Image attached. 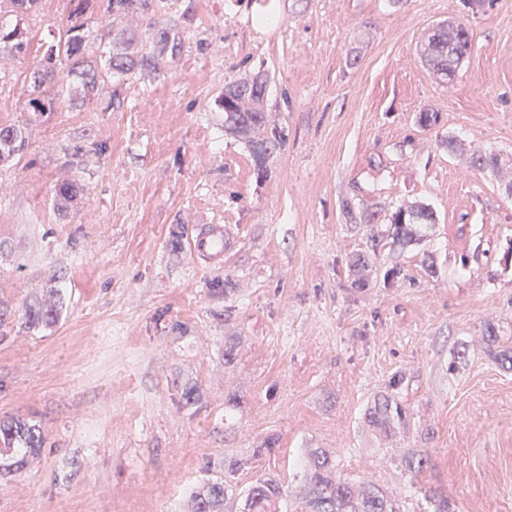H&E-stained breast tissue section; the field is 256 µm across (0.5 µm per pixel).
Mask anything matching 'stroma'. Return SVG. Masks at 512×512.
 I'll use <instances>...</instances> for the list:
<instances>
[{
	"mask_svg": "<svg viewBox=\"0 0 512 512\" xmlns=\"http://www.w3.org/2000/svg\"><path fill=\"white\" fill-rule=\"evenodd\" d=\"M157 18L184 46L164 77L127 78L121 105L67 80L61 108L25 112L40 53L0 72V127L28 130L0 167V418L47 438L35 468L0 474V512H187L231 457L250 460L237 490L270 470L295 490L309 448L406 512H426L428 490L456 512H512V371L483 339L491 323L512 344V0H166ZM442 20L472 35L451 81L416 50ZM257 70L288 129L264 179L220 105ZM478 147L503 168L476 171ZM66 175L84 191L61 209ZM347 198L382 218L346 223ZM420 203L434 223L383 248L351 292L350 258ZM210 224L227 230L220 266L191 249ZM224 280L231 292H212ZM52 287L61 319L27 333L24 304ZM396 373L410 425L379 437L364 410ZM272 435L275 453L253 457ZM423 451L416 480L400 460Z\"/></svg>",
	"mask_w": 512,
	"mask_h": 512,
	"instance_id": "35a3bbf8",
	"label": "stroma"
}]
</instances>
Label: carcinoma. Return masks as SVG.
Segmentation results:
<instances>
[{"mask_svg": "<svg viewBox=\"0 0 512 512\" xmlns=\"http://www.w3.org/2000/svg\"><path fill=\"white\" fill-rule=\"evenodd\" d=\"M10 12L16 18L11 25L0 20V55L14 58L28 51L32 36L21 26V21L35 13L39 0H6ZM162 0H69V12L65 30L59 40L47 47L31 74L29 98L25 105L33 111L52 110L62 103L57 87L64 77L72 76L83 90L92 93L105 78L122 79L140 75L153 79L164 76L162 61L168 54L181 50L184 37L176 27L159 25L156 15ZM112 18V27H121L126 36L125 43L131 47L138 38V30L130 27L134 23L145 27L149 33V47L140 51H112L100 63L88 57V22L95 15ZM472 50V39L467 26L438 24L433 27L421 43L420 55L428 68L441 77L455 76L464 59ZM268 87L266 74L257 71L246 73L224 84L221 98L224 110V131L245 142L255 163L257 175L267 178L270 157L283 150L288 143V130L270 123L265 105ZM26 147L25 130L19 125L0 128V162L18 154ZM500 159L493 152L476 150L472 154V165L479 169H495ZM81 186L74 179H65L54 188L58 204H63L77 195ZM342 213L354 224H372L376 214L364 211V207L350 199L341 204ZM435 222L433 211L426 206L410 210L398 209L390 215L386 238L391 247H401L412 241L414 224ZM370 245L351 262L353 279L351 290L357 292L367 284L366 270L380 256L381 240L375 232L368 237ZM62 312L59 292L53 288L25 306L22 314L25 328L33 332L55 325ZM484 339L490 358L502 368L512 370V348L500 343L496 328L489 323ZM403 377L393 376L388 391L378 395L364 413L365 425L374 432L389 434L408 424V411L396 398ZM46 447V437L41 427L24 419L0 420V472H25ZM250 462L248 458H235L224 465V475L215 476L203 483L192 499V512H224L242 500L240 512H281L280 503L288 500L287 512H397L391 497L373 482L357 483L338 473L333 455L323 448L305 451L301 466L305 484L303 490L291 494L286 492L281 480L268 471L258 477L247 489L237 492L231 477ZM431 463L427 453H412L401 459L402 466L413 478L423 475Z\"/></svg>", "mask_w": 512, "mask_h": 512, "instance_id": "carcinoma-1", "label": "carcinoma"}]
</instances>
